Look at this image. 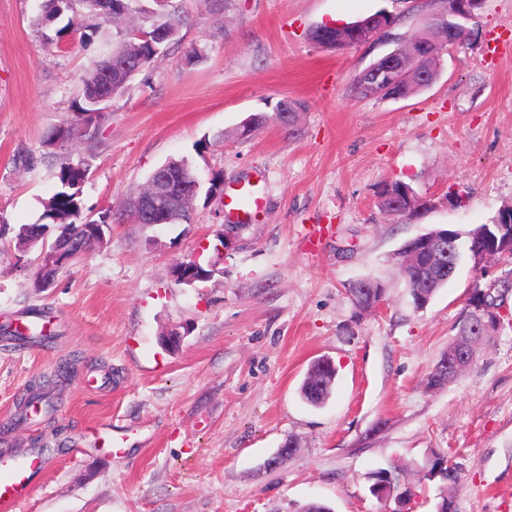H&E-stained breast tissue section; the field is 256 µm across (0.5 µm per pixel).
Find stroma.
<instances>
[{"label":"stroma","instance_id":"obj_1","mask_svg":"<svg viewBox=\"0 0 512 512\" xmlns=\"http://www.w3.org/2000/svg\"><path fill=\"white\" fill-rule=\"evenodd\" d=\"M189 21L152 65L114 96L100 141L72 140L88 163L84 212L109 209L107 243L39 288L37 256H19L10 230L40 222L58 159L42 145L63 123L82 79L125 38L126 21L99 31L67 16L43 18L42 0H0V326L43 312L41 345L0 338V451L46 463L21 512H393L368 487L391 464L431 451L458 463L456 512H512V291L507 319L475 363L431 390L428 373L455 335L475 284L512 268L464 263L415 308L393 255L436 227L466 231L512 205V0H485L470 44L440 51L439 77L403 100L359 97L370 63L421 33L446 0H183ZM393 19L378 40L342 51L309 36L331 22L379 11ZM197 58H189L191 49ZM298 108L292 127L276 109ZM268 121L249 137L251 114ZM188 158L202 182L226 189L263 179L267 206L216 260L208 242L227 221L197 199L189 223L149 225L128 199L153 170ZM409 184L417 216L384 214L382 184ZM461 201L448 205L449 194ZM217 261L196 288L176 284L180 261ZM379 282L383 301L358 311L346 286ZM184 327L178 349L159 344ZM77 357L57 385L55 409L20 419L36 381ZM337 378L314 408L299 388L311 362ZM296 452L269 470L286 441Z\"/></svg>","mask_w":512,"mask_h":512}]
</instances>
